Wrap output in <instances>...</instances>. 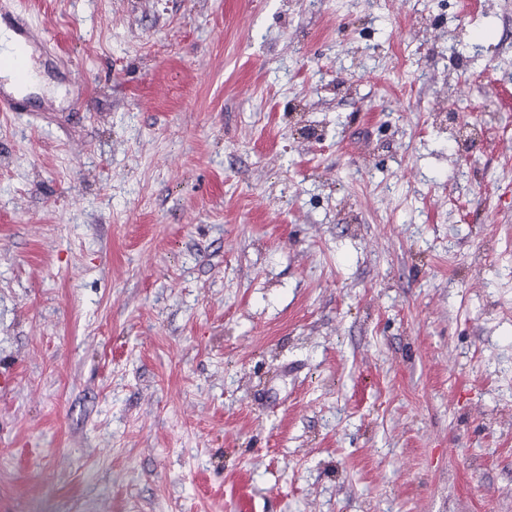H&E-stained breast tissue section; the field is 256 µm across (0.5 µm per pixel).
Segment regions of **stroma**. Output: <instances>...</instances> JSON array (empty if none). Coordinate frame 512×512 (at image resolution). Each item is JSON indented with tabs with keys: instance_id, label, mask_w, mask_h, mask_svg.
<instances>
[{
	"instance_id": "obj_1",
	"label": "stroma",
	"mask_w": 512,
	"mask_h": 512,
	"mask_svg": "<svg viewBox=\"0 0 512 512\" xmlns=\"http://www.w3.org/2000/svg\"><path fill=\"white\" fill-rule=\"evenodd\" d=\"M0 512H512V0H15Z\"/></svg>"
}]
</instances>
